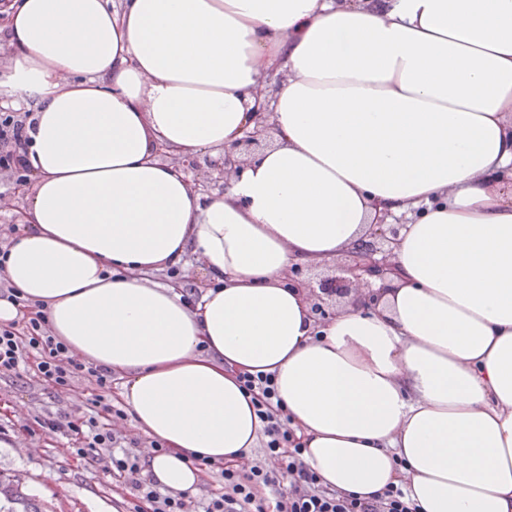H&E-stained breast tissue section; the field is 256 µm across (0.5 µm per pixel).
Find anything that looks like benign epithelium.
<instances>
[{
    "label": "benign epithelium",
    "instance_id": "1",
    "mask_svg": "<svg viewBox=\"0 0 512 512\" xmlns=\"http://www.w3.org/2000/svg\"><path fill=\"white\" fill-rule=\"evenodd\" d=\"M273 129L272 113L261 112L255 119V126L245 130L242 137L224 149V157L220 158V162L207 159L201 161L193 157L188 159V166L190 170L195 171L203 165L207 169L206 179L210 183H226L249 159L258 156L269 147L268 138ZM404 225L405 217L383 214L377 219V223L372 225L369 234L347 250L345 262L336 267L334 276L316 280L311 277V265H296L288 271L289 285L306 288L311 292L319 290V295L311 303L315 323L321 324L335 315V311L323 305L325 295H346L363 288L370 306H377L381 293L374 288L373 280L383 281L397 274L391 257Z\"/></svg>",
    "mask_w": 512,
    "mask_h": 512
}]
</instances>
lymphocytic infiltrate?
Returning a JSON list of instances; mask_svg holds the SVG:
<instances>
[{
	"label": "lymphocytic infiltrate",
	"instance_id": "lymphocytic-infiltrate-1",
	"mask_svg": "<svg viewBox=\"0 0 512 512\" xmlns=\"http://www.w3.org/2000/svg\"><path fill=\"white\" fill-rule=\"evenodd\" d=\"M26 120L14 112L0 113V174L17 181H27L30 169L25 159ZM22 314L21 328H0V373H19L27 360H34L40 377L56 387L71 386L79 377L91 378L98 390L89 402L88 413L72 419L65 412L47 414L38 420L48 433L70 440L74 456L109 469L113 479L135 491L149 512H416L401 488L385 489L371 499H362L323 487L302 460L301 450L293 441L279 403L272 377H244L243 386L256 401V412L263 424L262 435L267 455L280 459L283 473L291 481L280 492L274 506H266L261 490L277 485L278 475L261 464L238 468L212 463L222 479L218 492L194 506L189 493H164L143 476L139 454L123 448L107 423L113 412L109 400L113 376L107 369L87 365L70 356L66 344L45 328L41 314L35 313L25 300H18Z\"/></svg>",
	"mask_w": 512,
	"mask_h": 512
}]
</instances>
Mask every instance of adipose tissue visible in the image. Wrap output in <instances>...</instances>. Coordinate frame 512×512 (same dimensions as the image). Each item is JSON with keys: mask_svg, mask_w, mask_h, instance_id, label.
Returning <instances> with one entry per match:
<instances>
[{"mask_svg": "<svg viewBox=\"0 0 512 512\" xmlns=\"http://www.w3.org/2000/svg\"><path fill=\"white\" fill-rule=\"evenodd\" d=\"M0 98L30 112V186L4 274L72 355L108 369L197 491L262 424L272 376L324 487L398 486L417 512H512V0H10ZM273 112L276 147L225 191L218 156ZM417 211L378 308L315 324L295 264L379 211ZM202 262L192 289L148 279Z\"/></svg>", "mask_w": 512, "mask_h": 512, "instance_id": "obj_1", "label": "adipose tissue"}]
</instances>
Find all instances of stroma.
<instances>
[{
	"label": "stroma",
	"instance_id": "1",
	"mask_svg": "<svg viewBox=\"0 0 512 512\" xmlns=\"http://www.w3.org/2000/svg\"><path fill=\"white\" fill-rule=\"evenodd\" d=\"M97 392L94 383L76 379L58 390L34 367L21 375H0V470L21 478L29 498L51 512H133L134 491L115 487L102 465L71 455L67 439L43 432L38 417L58 410L83 414Z\"/></svg>",
	"mask_w": 512,
	"mask_h": 512
}]
</instances>
